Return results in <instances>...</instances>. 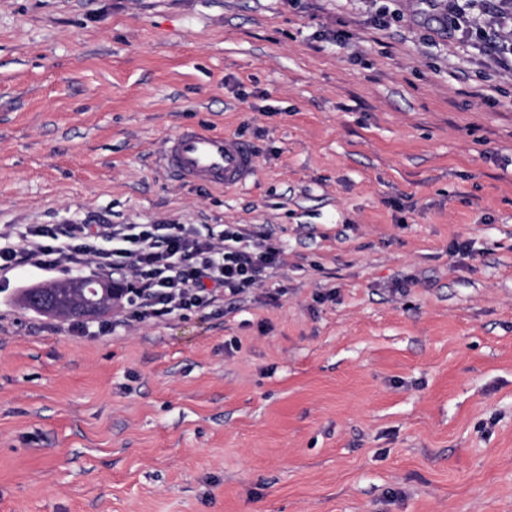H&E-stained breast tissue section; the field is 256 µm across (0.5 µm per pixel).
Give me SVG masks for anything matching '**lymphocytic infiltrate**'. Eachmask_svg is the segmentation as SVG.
<instances>
[{
  "mask_svg": "<svg viewBox=\"0 0 512 512\" xmlns=\"http://www.w3.org/2000/svg\"><path fill=\"white\" fill-rule=\"evenodd\" d=\"M282 248L242 224H19L0 232V271L92 264L130 275L138 321L163 322L264 285Z\"/></svg>",
  "mask_w": 512,
  "mask_h": 512,
  "instance_id": "1",
  "label": "lymphocytic infiltrate"
}]
</instances>
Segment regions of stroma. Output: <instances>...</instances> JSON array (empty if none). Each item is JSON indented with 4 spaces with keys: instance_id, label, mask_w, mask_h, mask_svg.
Returning a JSON list of instances; mask_svg holds the SVG:
<instances>
[{
    "instance_id": "obj_1",
    "label": "stroma",
    "mask_w": 512,
    "mask_h": 512,
    "mask_svg": "<svg viewBox=\"0 0 512 512\" xmlns=\"http://www.w3.org/2000/svg\"><path fill=\"white\" fill-rule=\"evenodd\" d=\"M493 29L451 0H0V226L251 224L284 249L164 322L43 316L0 271V512H512ZM185 126L248 141L254 180L163 169Z\"/></svg>"
}]
</instances>
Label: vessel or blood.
Segmentation results:
<instances>
[{
    "label": "vessel or blood",
    "instance_id": "b4317fda",
    "mask_svg": "<svg viewBox=\"0 0 512 512\" xmlns=\"http://www.w3.org/2000/svg\"><path fill=\"white\" fill-rule=\"evenodd\" d=\"M162 164L183 181L218 187H242L257 174L249 143L199 127H186L168 138Z\"/></svg>",
    "mask_w": 512,
    "mask_h": 512
}]
</instances>
